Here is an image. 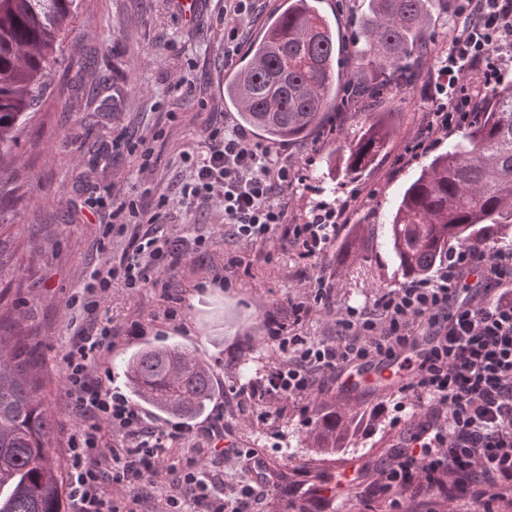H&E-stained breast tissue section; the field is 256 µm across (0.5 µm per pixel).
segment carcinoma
Instances as JSON below:
<instances>
[{
    "label": "carcinoma",
    "mask_w": 512,
    "mask_h": 512,
    "mask_svg": "<svg viewBox=\"0 0 512 512\" xmlns=\"http://www.w3.org/2000/svg\"><path fill=\"white\" fill-rule=\"evenodd\" d=\"M364 53L404 84L403 62L426 52L419 35L431 0H369ZM317 0H288L250 44L224 87L241 123L271 141L310 134L342 94L354 100L379 91L342 81L336 33ZM76 0H0V160L16 131L42 102L59 63ZM393 124L386 112L350 150L345 171L356 174L383 150ZM512 231V81L480 104L475 121L448 151L434 156L404 190L391 222L402 274L424 278L455 243L483 245ZM41 359L17 319L0 315V512H65V477L53 450L54 419L42 392ZM127 385L164 413L191 418L213 395L209 368L187 347H145L125 362ZM358 415L322 413L312 428L321 461L343 452Z\"/></svg>",
    "instance_id": "1"
}]
</instances>
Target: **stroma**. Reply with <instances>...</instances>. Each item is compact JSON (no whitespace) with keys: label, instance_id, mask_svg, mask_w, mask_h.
Instances as JSON below:
<instances>
[{"label":"stroma","instance_id":"stroma-1","mask_svg":"<svg viewBox=\"0 0 512 512\" xmlns=\"http://www.w3.org/2000/svg\"><path fill=\"white\" fill-rule=\"evenodd\" d=\"M367 3L320 0V8L339 34L343 77L377 82L379 70L355 53ZM452 26L446 7L433 6L425 31L430 51L408 64L418 75L414 86L388 84L376 100L331 111L303 140L275 144L300 172L288 190L289 223H302L319 205L343 211L322 256L302 257L279 229L262 243L238 241L223 210L210 203L176 219L179 234L206 236L204 248L164 272L159 286L134 291L113 284L102 308L114 326H141L139 336L119 337L112 347L107 366L113 387L125 388L124 362L146 346L179 343L205 360L215 388L211 404L224 408V438L221 450H204V475L228 484L252 481L251 471L224 451L258 452L267 476L259 512H286L295 502L307 512H389L386 501L364 496L356 483L377 479L399 435L425 417L399 382L361 377L346 392L337 374L329 373L317 376L299 402L273 396L244 402L239 390L282 358L267 334L268 318L293 325L311 340L333 342L337 313L350 306L371 308L377 292L406 284L391 250L390 215L430 157L448 148L449 138L442 135L428 152L406 153L434 109L426 87L438 75ZM233 71L224 63V0H200L189 20L173 0H77L43 101L19 128L16 146L0 158V187L15 191L9 210L0 214L6 227L0 241L9 255L0 267V305L13 311L38 345L58 456H65L66 440L80 423L64 395L62 358L72 317L65 301L105 254H121L128 241L125 234L105 232L107 210L91 216L87 203L115 185L151 213L159 197L176 198L188 176L182 151L203 146L207 127L238 122L224 102V81ZM180 78L194 85L192 95L171 92V82ZM372 112L392 113L394 134L353 179L341 164ZM119 134L134 142L146 139L154 150L152 173L139 175L138 154L113 148ZM321 281L331 288L326 306L313 301ZM298 304L306 308L299 319L292 314ZM173 306L177 318L166 319L165 310ZM328 406L371 418L353 448L322 471L308 439L313 421Z\"/></svg>","mask_w":512,"mask_h":512}]
</instances>
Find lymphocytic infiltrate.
Returning <instances> with one entry per match:
<instances>
[{
    "label": "lymphocytic infiltrate",
    "instance_id": "f902f5d3",
    "mask_svg": "<svg viewBox=\"0 0 512 512\" xmlns=\"http://www.w3.org/2000/svg\"><path fill=\"white\" fill-rule=\"evenodd\" d=\"M256 2L224 0L225 62L243 47L244 22L252 18ZM454 16L440 79L429 87L435 109L408 147L413 155L426 151L439 134L472 123L480 98L498 82L495 58L512 52V0H456ZM469 71L481 75L480 84L460 83V74ZM204 144V150L182 154L189 171L177 202L182 213L215 202L238 240L262 242L281 226L303 256L325 253L341 214L319 206L303 223H289L284 197L296 174L287 161L237 125L208 128ZM111 206L113 223L134 225L135 231L122 253L105 256L68 301L81 314L63 357L65 396L80 418L68 440L74 512H152L150 493L124 501L114 498L112 489L135 482L152 485L160 478L165 481L163 512H189L194 502L204 504L206 512H254L265 481L257 452L243 456L255 481L227 489L202 476L195 449H184L168 466L160 464L170 444L195 435L223 440V408L199 429H164L111 385L104 364L113 339L140 332L138 323L122 330L100 316L113 282L130 289L158 283L164 271L206 242L202 234L189 238L165 231L157 215L140 212L134 201L115 200ZM475 272L482 278L476 303L465 298L467 278ZM337 325V342H315L269 318L267 334L284 358L247 388L248 397L296 400L316 376L337 367L379 357L403 360L410 375L401 390L427 406V419L412 433L410 447L393 454L369 484V495L384 497L391 512H401L405 491L452 498L464 487L478 512H488L490 499L512 493L511 248L450 249L432 275L380 293L371 309H346ZM106 428L118 437L117 445L104 443Z\"/></svg>",
    "mask_w": 512,
    "mask_h": 512
}]
</instances>
